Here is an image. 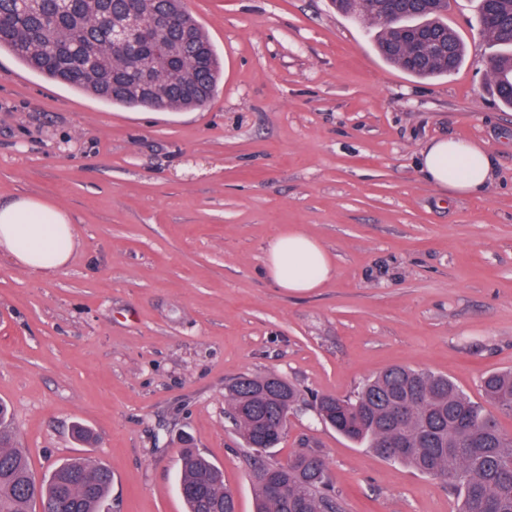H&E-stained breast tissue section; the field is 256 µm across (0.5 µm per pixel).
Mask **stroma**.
<instances>
[{"label": "stroma", "instance_id": "35a3bbf8", "mask_svg": "<svg viewBox=\"0 0 512 512\" xmlns=\"http://www.w3.org/2000/svg\"><path fill=\"white\" fill-rule=\"evenodd\" d=\"M223 63L211 103L159 113L48 80L0 52V205L71 216L65 267L0 250V402L36 475L87 456L112 471L105 512H185L182 436L253 512L224 383L276 372L346 396L396 365L448 375L474 401L512 369V110L487 69L477 0H450L467 45L451 74L413 77L332 0H185ZM484 146L478 197L428 182L422 151ZM291 227L333 257L309 292L262 272ZM90 427L86 447L72 427ZM326 459L344 512H456L443 483L291 415L269 458Z\"/></svg>", "mask_w": 512, "mask_h": 512}]
</instances>
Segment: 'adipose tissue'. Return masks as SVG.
<instances>
[{
	"instance_id": "adipose-tissue-1",
	"label": "adipose tissue",
	"mask_w": 512,
	"mask_h": 512,
	"mask_svg": "<svg viewBox=\"0 0 512 512\" xmlns=\"http://www.w3.org/2000/svg\"><path fill=\"white\" fill-rule=\"evenodd\" d=\"M422 171L436 184L461 194L478 195L490 178L491 160L479 144L439 139L424 150ZM0 247L28 269H60L74 247L69 215L54 203L19 198L0 207ZM264 270L277 287L290 292L312 291L336 274L322 245L295 228L282 232L270 243Z\"/></svg>"
}]
</instances>
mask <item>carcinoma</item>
I'll list each match as a JSON object with an SVG mask.
<instances>
[{
  "label": "carcinoma",
  "instance_id": "obj_1",
  "mask_svg": "<svg viewBox=\"0 0 512 512\" xmlns=\"http://www.w3.org/2000/svg\"><path fill=\"white\" fill-rule=\"evenodd\" d=\"M379 27L382 57L421 78L446 76L465 46L445 22L449 0H332ZM481 31L505 48L492 57L501 102L512 108V0H479ZM134 25L112 40V18ZM178 47L171 66L168 46ZM29 69L98 99L157 111L202 109L221 77V62L182 0H0V51ZM145 90L138 100L132 90ZM485 401L512 413V370L489 373ZM303 393L284 377L243 374L224 386L225 410L252 453L255 512H343L324 457L300 448L285 464L265 460L288 429ZM317 416L348 441L438 480L458 492L459 512H512V435L447 376L406 366L366 379L349 396L313 397ZM111 470L82 457L36 476L0 404V512H100ZM179 490L187 512H238L219 466L191 446L181 459Z\"/></svg>",
  "mask_w": 512,
  "mask_h": 512
}]
</instances>
